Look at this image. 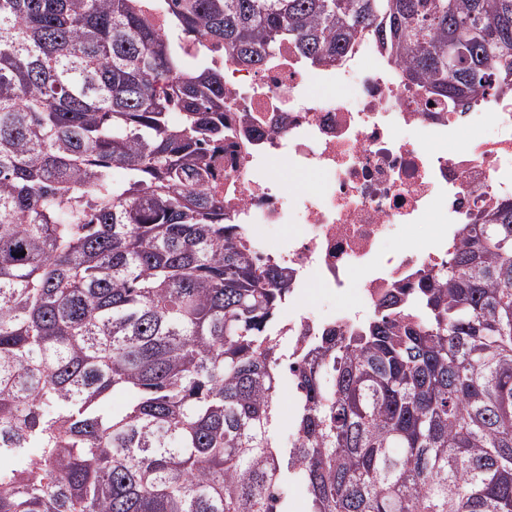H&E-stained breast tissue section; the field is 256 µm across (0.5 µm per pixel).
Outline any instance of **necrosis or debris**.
<instances>
[{
  "mask_svg": "<svg viewBox=\"0 0 512 512\" xmlns=\"http://www.w3.org/2000/svg\"><path fill=\"white\" fill-rule=\"evenodd\" d=\"M187 51L222 67L240 130L216 154L209 192L261 261L287 269L291 295L315 284L332 300L293 310L296 335L354 332L386 293L447 265L463 225L512 199L511 93L487 94L479 109L434 104L371 38L325 68L288 41L251 69L220 48ZM298 171L318 176L314 190L290 188ZM420 224L433 231L417 242L408 231ZM260 225L290 233L272 243L254 234Z\"/></svg>",
  "mask_w": 512,
  "mask_h": 512,
  "instance_id": "obj_1",
  "label": "necrosis or debris"
}]
</instances>
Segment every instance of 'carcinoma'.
Segmentation results:
<instances>
[{
    "label": "carcinoma",
    "instance_id": "carcinoma-1",
    "mask_svg": "<svg viewBox=\"0 0 512 512\" xmlns=\"http://www.w3.org/2000/svg\"><path fill=\"white\" fill-rule=\"evenodd\" d=\"M139 2L0 0V512H289L294 478L309 512H512V200L294 349L288 271L207 191L224 71L181 51L371 36L464 106L512 90V0H169L171 38ZM295 414V388L290 380L286 379L280 386L278 400V429L286 437L290 435Z\"/></svg>",
    "mask_w": 512,
    "mask_h": 512
}]
</instances>
